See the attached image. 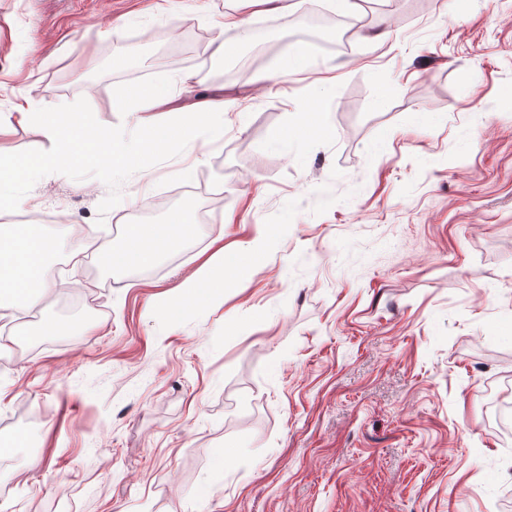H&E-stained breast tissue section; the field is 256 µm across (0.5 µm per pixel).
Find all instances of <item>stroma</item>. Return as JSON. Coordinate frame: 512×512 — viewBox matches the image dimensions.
<instances>
[{"label": "stroma", "mask_w": 512, "mask_h": 512, "mask_svg": "<svg viewBox=\"0 0 512 512\" xmlns=\"http://www.w3.org/2000/svg\"><path fill=\"white\" fill-rule=\"evenodd\" d=\"M156 2L0 0V114L25 95L120 132L121 89L181 74L155 125L204 89L235 103L151 185L83 164L38 185L64 287L0 320L21 334L0 348V441L23 440L0 512H512V0H356L340 49L306 29L332 0ZM233 10L248 37L221 63ZM292 45L316 67L287 74ZM309 98L321 127L284 145L287 101ZM178 210L196 233L177 256L98 262L97 240ZM263 225L222 300L162 308ZM223 37L214 41L212 55L219 58H226L235 51L236 41L224 40V31H232L238 38H243L247 33V20L237 13H225L222 23Z\"/></svg>", "instance_id": "1"}]
</instances>
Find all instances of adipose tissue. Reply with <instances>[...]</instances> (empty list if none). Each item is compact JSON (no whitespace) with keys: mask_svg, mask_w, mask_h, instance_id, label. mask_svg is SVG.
<instances>
[{"mask_svg":"<svg viewBox=\"0 0 512 512\" xmlns=\"http://www.w3.org/2000/svg\"><path fill=\"white\" fill-rule=\"evenodd\" d=\"M169 83H159L147 90L129 88L119 92L112 106L118 112H152L169 95ZM223 96L214 94L184 111L177 125L163 136L143 133L137 149L123 148V136L101 128L83 112H46L33 98L22 96L11 104L9 119L0 120V137L8 136L14 124L36 127L50 148L31 158L0 154V215L14 210L34 197L36 185L51 173L88 162L121 180L129 174L147 179L151 171L145 158L163 153L166 147H187L214 138V130L200 120L203 112L226 111ZM194 231L192 216L184 211L173 214L164 224H133L121 248L105 244L100 261L110 269L151 267L165 251L178 248ZM56 240L39 225L11 224L0 230V310L11 311L37 306L45 294L58 288V281L48 278L47 257L56 252ZM262 243H255L246 253L225 258L216 252L186 279L171 308L186 309L203 300L218 296L227 280L228 265H243L257 258Z\"/></svg>","mask_w":512,"mask_h":512,"instance_id":"adipose-tissue-1","label":"adipose tissue"}]
</instances>
